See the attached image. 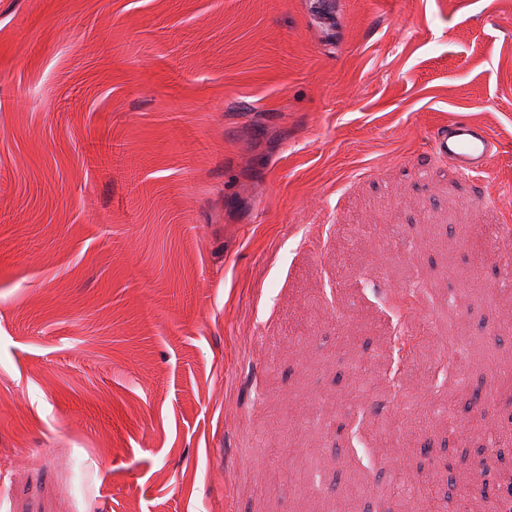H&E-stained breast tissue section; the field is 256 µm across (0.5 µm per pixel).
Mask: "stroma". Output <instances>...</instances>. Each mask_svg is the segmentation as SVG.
I'll list each match as a JSON object with an SVG mask.
<instances>
[{"label": "stroma", "instance_id": "stroma-1", "mask_svg": "<svg viewBox=\"0 0 512 512\" xmlns=\"http://www.w3.org/2000/svg\"><path fill=\"white\" fill-rule=\"evenodd\" d=\"M508 275L512 0H0V512H334L403 459L496 499L512 443L425 410L512 417L458 384L512 359ZM496 145L488 133L470 122L456 121L434 134V155L458 174L483 172Z\"/></svg>", "mask_w": 512, "mask_h": 512}]
</instances>
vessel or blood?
Instances as JSON below:
<instances>
[{
  "mask_svg": "<svg viewBox=\"0 0 512 512\" xmlns=\"http://www.w3.org/2000/svg\"><path fill=\"white\" fill-rule=\"evenodd\" d=\"M495 148L488 133L470 122H453L434 135L435 157L448 163L461 175L483 172Z\"/></svg>",
  "mask_w": 512,
  "mask_h": 512,
  "instance_id": "b4317fda",
  "label": "vessel or blood"
}]
</instances>
